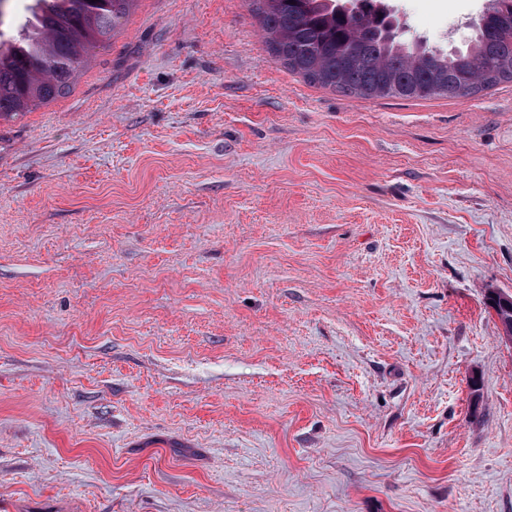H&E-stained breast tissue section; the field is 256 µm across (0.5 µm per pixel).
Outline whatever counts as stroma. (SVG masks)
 Returning a JSON list of instances; mask_svg holds the SVG:
<instances>
[{
	"label": "stroma",
	"instance_id": "1",
	"mask_svg": "<svg viewBox=\"0 0 512 512\" xmlns=\"http://www.w3.org/2000/svg\"><path fill=\"white\" fill-rule=\"evenodd\" d=\"M386 4L449 51L488 0ZM490 290L512 83L357 98L275 60L251 0H135L0 119V503L512 512Z\"/></svg>",
	"mask_w": 512,
	"mask_h": 512
}]
</instances>
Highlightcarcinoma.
Segmentation results:
<instances>
[{
    "mask_svg": "<svg viewBox=\"0 0 512 512\" xmlns=\"http://www.w3.org/2000/svg\"><path fill=\"white\" fill-rule=\"evenodd\" d=\"M135 0H35L0 40V118L66 94L89 48L112 38ZM268 49L309 83L360 98L455 99L512 83V0H488L466 48L405 41L383 0H252ZM512 333V301L487 296Z\"/></svg>",
    "mask_w": 512,
    "mask_h": 512,
    "instance_id": "cac0c4a2",
    "label": "carcinoma"
}]
</instances>
